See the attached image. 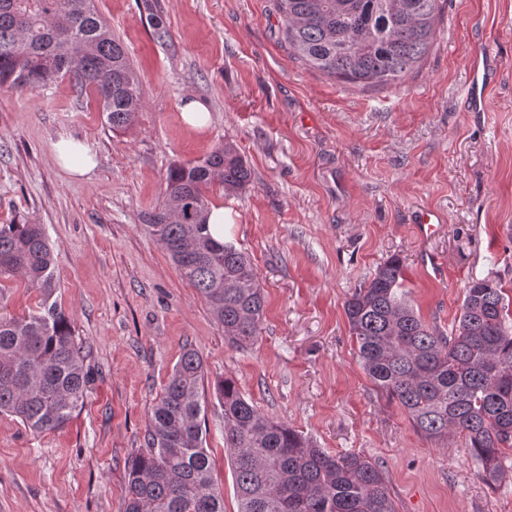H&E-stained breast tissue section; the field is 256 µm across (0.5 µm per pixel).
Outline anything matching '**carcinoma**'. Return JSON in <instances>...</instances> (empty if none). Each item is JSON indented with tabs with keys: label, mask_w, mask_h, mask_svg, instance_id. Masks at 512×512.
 <instances>
[{
	"label": "carcinoma",
	"mask_w": 512,
	"mask_h": 512,
	"mask_svg": "<svg viewBox=\"0 0 512 512\" xmlns=\"http://www.w3.org/2000/svg\"><path fill=\"white\" fill-rule=\"evenodd\" d=\"M446 0H277L289 47L306 65L361 89L404 82L437 39ZM153 39H171L161 14H149ZM90 82L112 130L133 125L144 106L140 79L120 39L93 0H0V87L42 88L62 76ZM252 183L237 148L221 143L202 160L174 164L163 204L143 216L149 232L198 291L224 338L257 342L265 299L250 258L208 230V193ZM38 290L27 317L0 316V414L34 432L57 431L83 406L89 373L57 288L41 224H0V276ZM404 264L392 256L354 289L344 311L358 360L374 385L434 441L453 434L490 484L508 476L512 448V327L504 289L471 279L447 335L406 299ZM202 357L186 347L148 414V452L126 472L123 512H224L205 447ZM238 512H398L379 468L349 453L334 456L248 403L229 379L216 382Z\"/></svg>",
	"instance_id": "carcinoma-1"
}]
</instances>
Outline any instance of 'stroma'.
<instances>
[{
    "mask_svg": "<svg viewBox=\"0 0 512 512\" xmlns=\"http://www.w3.org/2000/svg\"><path fill=\"white\" fill-rule=\"evenodd\" d=\"M171 34L152 37L144 0H95L145 92L115 131L70 78L0 90V224L44 225L56 298L86 353L85 403L63 429L35 433L0 415V512H121L125 475L184 346L203 357L207 446L224 512H237L214 383L232 380L265 415L329 454L377 464L399 512H512V477L485 483L461 438L425 439L360 367L344 304L390 256L404 262L417 312L450 332L473 278L512 301V0H448L434 46L400 88L346 87L289 48L275 0H154ZM499 79L487 109L466 107L475 52ZM202 102L199 129L181 116ZM95 167L71 176L62 140ZM238 147L253 182L224 205L225 238L263 290L258 342L240 349L142 222L164 200L170 165ZM442 219L420 237L414 216ZM442 264L433 273L425 254ZM35 289L0 280V315L34 311Z\"/></svg>",
    "mask_w": 512,
    "mask_h": 512,
    "instance_id": "1",
    "label": "stroma"
}]
</instances>
